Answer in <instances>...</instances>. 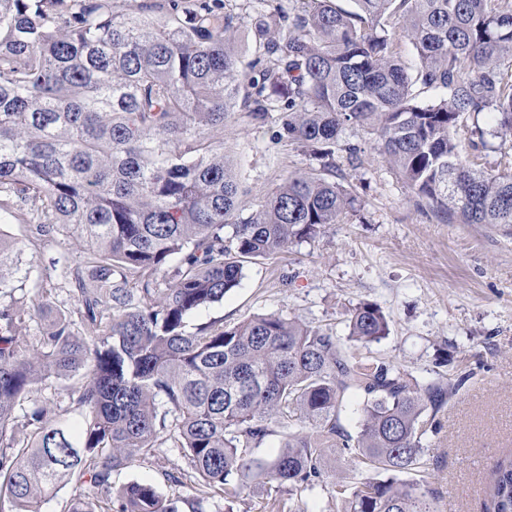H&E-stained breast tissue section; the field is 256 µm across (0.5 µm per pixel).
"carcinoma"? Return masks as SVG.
Listing matches in <instances>:
<instances>
[{"instance_id":"cac0c4a2","label":"carcinoma","mask_w":512,"mask_h":512,"mask_svg":"<svg viewBox=\"0 0 512 512\" xmlns=\"http://www.w3.org/2000/svg\"><path fill=\"white\" fill-rule=\"evenodd\" d=\"M255 1L257 57L243 75L233 34ZM355 2L241 0L235 12L226 0H0V211H20L36 239L84 244L62 271L73 304L29 343L22 330L52 290L40 275L26 288L38 264L22 268L26 245L0 232V512H43L67 485L63 512H177L151 483L112 485L170 439L186 467L167 477L209 488L189 512L260 477L288 494L272 507L307 512L331 452L374 473L332 482L336 512H437L423 440L466 377L423 382L360 353L389 335L377 304L348 309L344 339L282 313L187 330L246 263L320 237L359 205L336 164L359 153L347 128L376 135L437 220L512 230V156L481 168L456 136L482 114L471 146L512 134V0ZM399 38L417 51L412 71ZM424 89L440 95L424 102ZM241 103L257 125L278 113V138L316 162L255 209L224 155ZM79 374L57 392L67 407L37 398ZM271 436L278 454L254 456ZM488 494L489 512H512V457L493 465Z\"/></svg>"}]
</instances>
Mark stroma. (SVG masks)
Masks as SVG:
<instances>
[{"instance_id": "1", "label": "stroma", "mask_w": 512, "mask_h": 512, "mask_svg": "<svg viewBox=\"0 0 512 512\" xmlns=\"http://www.w3.org/2000/svg\"><path fill=\"white\" fill-rule=\"evenodd\" d=\"M277 131L276 118L257 126L241 110L224 126V153L240 175L247 207H258L284 175L310 164L305 149L278 139ZM345 138L362 149L360 165L345 169L357 211L315 240L247 264L240 286L189 322L230 327L283 313L342 336L348 308L377 303L390 324L389 335L372 346L377 356L407 365L422 381L465 376L436 415L438 433L424 439V476L439 512H486L492 466L512 455V233L436 220L416 206L370 134L349 130ZM0 230L47 268L44 285L56 307L69 305L68 285L49 264L78 256L82 242L33 239L20 216L7 217ZM159 453L164 466L146 461L116 471L114 484L145 481L175 502L200 493V486L167 479L185 465L177 452Z\"/></svg>"}]
</instances>
